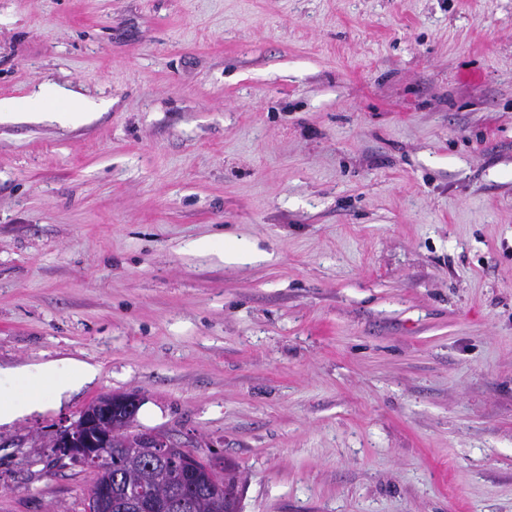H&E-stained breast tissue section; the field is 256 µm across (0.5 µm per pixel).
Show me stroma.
I'll return each mask as SVG.
<instances>
[{
	"label": "stroma",
	"mask_w": 512,
	"mask_h": 512,
	"mask_svg": "<svg viewBox=\"0 0 512 512\" xmlns=\"http://www.w3.org/2000/svg\"><path fill=\"white\" fill-rule=\"evenodd\" d=\"M0 100V368L98 370L0 512L126 392L242 512H512V0H0ZM72 95L73 93L71 91L58 86L56 90L52 92L51 98L68 101L70 106L66 109L56 110V112L39 113H47V115L60 123H69L83 118L86 112L84 108L75 101Z\"/></svg>",
	"instance_id": "obj_1"
}]
</instances>
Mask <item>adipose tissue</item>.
<instances>
[{"instance_id":"obj_1","label":"adipose tissue","mask_w":512,"mask_h":512,"mask_svg":"<svg viewBox=\"0 0 512 512\" xmlns=\"http://www.w3.org/2000/svg\"><path fill=\"white\" fill-rule=\"evenodd\" d=\"M96 375V367L74 358L67 360L62 368L54 362L44 363L30 372L33 389L26 398L19 399L14 395L11 378L0 372V426L12 424L32 411L61 403L70 393L91 383Z\"/></svg>"}]
</instances>
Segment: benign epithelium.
I'll list each match as a JSON object with an SVG mask.
<instances>
[{"label":"benign epithelium","instance_id":"benign-epithelium-1","mask_svg":"<svg viewBox=\"0 0 512 512\" xmlns=\"http://www.w3.org/2000/svg\"><path fill=\"white\" fill-rule=\"evenodd\" d=\"M139 404L140 397L133 392L100 397L76 421L57 431L50 443V447L55 449V457L61 462L67 459L73 464L96 471H110L112 444L116 442L117 434L126 432L137 434L142 440L154 444L160 458L174 449L181 451L189 461L196 458L193 451L175 443L162 432L136 431ZM115 481L126 486L129 507L134 512H148L159 506L161 496L119 474L115 476ZM109 492L107 486L94 487L85 501V512H95L101 499L108 496Z\"/></svg>","mask_w":512,"mask_h":512}]
</instances>
